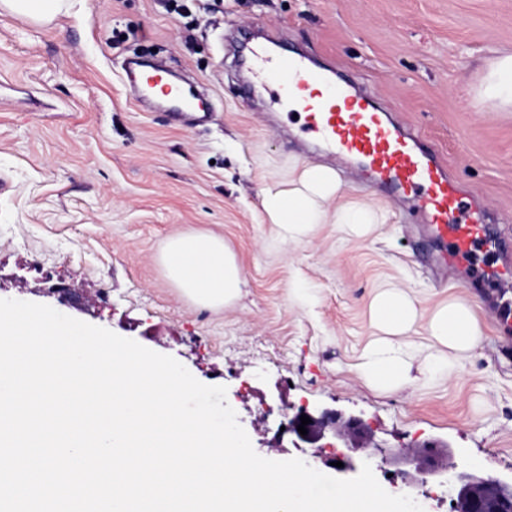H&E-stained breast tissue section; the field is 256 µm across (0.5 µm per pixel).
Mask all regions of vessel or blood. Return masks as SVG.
<instances>
[{"label": "vessel or blood", "instance_id": "b4317fda", "mask_svg": "<svg viewBox=\"0 0 512 512\" xmlns=\"http://www.w3.org/2000/svg\"><path fill=\"white\" fill-rule=\"evenodd\" d=\"M256 66L270 83L289 81L288 100L305 113L310 131L331 152L361 159L371 187H387L414 201L431 234L447 246L449 264L467 267L476 251L512 248L511 240L490 231L484 213L469 208L461 186L423 148L420 136L401 130L389 113L345 88H332L328 76L309 67L302 56L277 50L257 57ZM124 72L137 100H150L155 93L170 98L175 121L194 124L210 117L211 105L195 85L172 83L143 57H128ZM481 278L512 288V265L485 266Z\"/></svg>", "mask_w": 512, "mask_h": 512}]
</instances>
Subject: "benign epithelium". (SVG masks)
Returning a JSON list of instances; mask_svg holds the SVG:
<instances>
[{
  "mask_svg": "<svg viewBox=\"0 0 512 512\" xmlns=\"http://www.w3.org/2000/svg\"><path fill=\"white\" fill-rule=\"evenodd\" d=\"M303 414L312 420L306 425L305 436L297 430ZM285 429L300 442L318 450L326 447V442L334 440L366 460L382 452V448L373 443L362 419L346 417L337 410L303 405L293 415L287 416ZM432 448L434 445L427 443L401 453L399 460L413 466L409 471H402V478L407 484L424 485L430 478H444L448 484L451 512H499L501 505L512 502V481L489 474L459 471L448 457L443 463L435 464L429 459Z\"/></svg>",
  "mask_w": 512,
  "mask_h": 512,
  "instance_id": "7a95c632",
  "label": "benign epithelium"
}]
</instances>
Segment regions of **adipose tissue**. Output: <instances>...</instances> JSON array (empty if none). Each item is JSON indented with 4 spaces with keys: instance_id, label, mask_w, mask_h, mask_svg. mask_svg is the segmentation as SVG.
<instances>
[{
    "instance_id": "ef3b65f1",
    "label": "adipose tissue",
    "mask_w": 512,
    "mask_h": 512,
    "mask_svg": "<svg viewBox=\"0 0 512 512\" xmlns=\"http://www.w3.org/2000/svg\"><path fill=\"white\" fill-rule=\"evenodd\" d=\"M344 183L339 174L322 164H303L298 186L266 189L262 204L271 223L283 231L284 242L307 236L315 226L333 224L347 235L360 238L371 227L384 223L381 207L370 201L344 202ZM168 276L194 303L221 308L236 300L242 286V270L223 240L188 231L173 237L160 255ZM478 305L468 299L449 298L433 312H425L405 289L388 285L379 289L369 304L371 324L385 334L359 366L370 386L391 391L410 379L411 367L398 339L424 326L428 335L450 357L473 351L484 335Z\"/></svg>"
}]
</instances>
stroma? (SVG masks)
<instances>
[{
    "label": "stroma",
    "mask_w": 512,
    "mask_h": 512,
    "mask_svg": "<svg viewBox=\"0 0 512 512\" xmlns=\"http://www.w3.org/2000/svg\"><path fill=\"white\" fill-rule=\"evenodd\" d=\"M71 0L49 22L0 11V299L46 304L174 357L222 385L255 452L337 476L346 449L314 452L279 435L285 406L361 418L385 454L448 445L462 470L512 477V288L446 272L442 246L407 203L372 196L357 161L332 155L261 84L238 47L275 33L289 51L372 96L421 132L450 175L512 237V109L484 99L487 68L512 51V0ZM140 55L198 84L213 124L128 94L121 63ZM340 171L350 200H375L384 224L365 240L319 225L282 244L262 207L304 163ZM223 239L245 284L221 309L198 306L159 262L182 232ZM411 290L424 309L477 300L486 334L451 373L430 374L424 327L408 337L413 381L384 392L357 366L374 340L376 287ZM372 470L424 512H450L446 488H406L383 456Z\"/></svg>",
    "instance_id": "obj_1"
}]
</instances>
